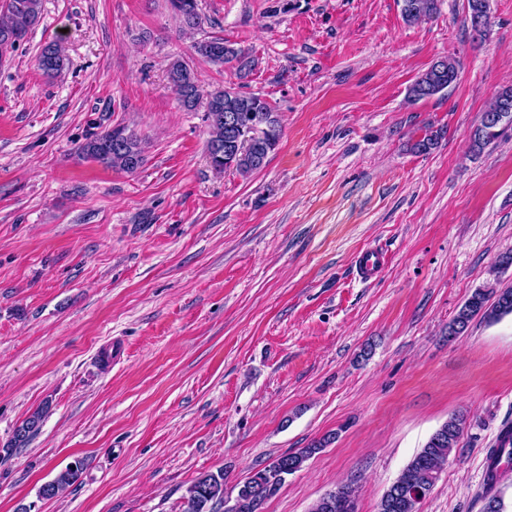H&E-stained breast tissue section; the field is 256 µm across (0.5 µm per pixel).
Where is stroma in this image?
Listing matches in <instances>:
<instances>
[{"instance_id":"stroma-1","label":"stroma","mask_w":512,"mask_h":512,"mask_svg":"<svg viewBox=\"0 0 512 512\" xmlns=\"http://www.w3.org/2000/svg\"><path fill=\"white\" fill-rule=\"evenodd\" d=\"M199 6L183 34L169 0H43L0 54V444L45 411L0 458V512H182L200 474L230 491L329 433L261 512H310L342 484L378 512L458 412L467 429L419 512H481L487 450L512 422V316L445 330L476 288L512 286V268L492 273L512 251V126L470 148L512 84V0H490L482 42L467 0L412 26L400 0ZM215 35L249 51L246 74L194 54ZM54 40L70 64L52 79L35 57ZM445 56L457 82L410 100ZM177 58L203 92L271 105L282 134L262 169L211 168L205 108L168 80ZM117 124L145 145L135 172L78 155ZM428 125L438 147L411 152ZM371 250L389 260L364 282ZM77 458L80 479L40 499ZM43 414V409L37 410L22 421V423L14 430L13 437L7 443L6 447L4 446L3 448H0V454L1 452L9 454L13 448H18L25 444L30 435L39 429L42 423Z\"/></svg>"}]
</instances>
